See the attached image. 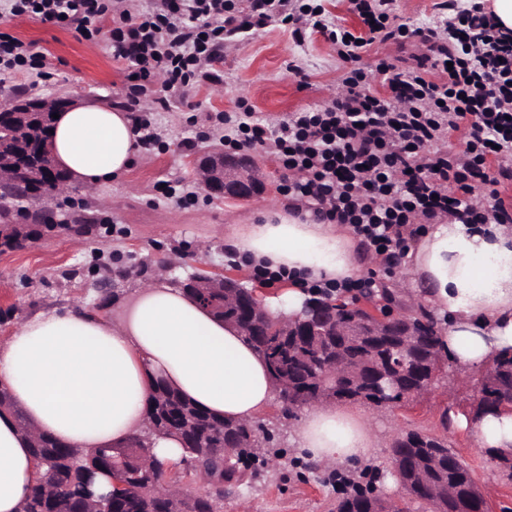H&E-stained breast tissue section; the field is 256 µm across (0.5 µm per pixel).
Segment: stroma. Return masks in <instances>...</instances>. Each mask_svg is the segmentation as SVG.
Wrapping results in <instances>:
<instances>
[{"mask_svg": "<svg viewBox=\"0 0 512 512\" xmlns=\"http://www.w3.org/2000/svg\"><path fill=\"white\" fill-rule=\"evenodd\" d=\"M100 27V33L88 40L27 16L0 21V32L33 44L45 57L50 77L37 89V96L104 100L119 107L127 98L128 82L122 63L113 60L107 48L109 22H101ZM419 50L418 41L410 38L401 44L377 43L363 52L361 65L370 90L379 88L375 70L380 60L401 66ZM297 66L307 74L308 86H301L294 74ZM346 68L333 46L317 33L298 41L287 28L272 23L237 34L224 51L223 84L200 88L189 107L180 96H171L168 110L153 115L162 134L158 148L138 157L121 182L92 194L76 187L51 201L56 219L71 225H97L93 237L53 234L0 255V309L13 311L11 319L0 322V339L28 318L59 307L79 305L111 316L117 305L104 303L96 279L107 272H127L118 287L128 297L139 286L133 269L176 253L187 254L188 259L173 269V276H186L204 265L235 271L246 287L258 286L250 270L234 267L224 246V231L230 224L252 223L258 211L288 206L277 160L261 149L253 150L257 173L268 190L249 201L215 199L200 191L195 161L204 152L229 149L212 134L216 113L235 112L244 105L256 119L278 122L290 113L331 103L343 91ZM187 138L195 139L194 150L183 148ZM161 180L197 187L196 201L179 204L163 198L155 189ZM456 375L455 366H448L427 398L378 412L376 431L382 445L374 449L366 466L390 469L389 445L398 430L444 433L472 469L490 512H512V482L500 475L469 435L441 426L440 416L449 400L471 395L465 385L449 390L448 381ZM263 421L279 436L282 465L259 468L249 484L225 494L223 512H334L340 491L331 473L356 478L362 468L341 464L334 470L307 471L292 443L297 419L271 409Z\"/></svg>", "mask_w": 512, "mask_h": 512, "instance_id": "obj_1", "label": "stroma"}]
</instances>
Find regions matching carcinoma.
I'll list each match as a JSON object with an SVG mask.
<instances>
[{
    "label": "carcinoma",
    "mask_w": 512,
    "mask_h": 512,
    "mask_svg": "<svg viewBox=\"0 0 512 512\" xmlns=\"http://www.w3.org/2000/svg\"><path fill=\"white\" fill-rule=\"evenodd\" d=\"M20 132L24 137L35 136V146L17 149L8 136L0 137V169L6 171L15 160L31 172L48 171L44 183L51 192V181H64L67 174L49 161L42 152L49 146L53 124L50 112H20ZM57 224H0V241L11 249H19L29 241L54 233ZM212 313L228 323L238 324L244 312L233 302H224V289L210 290ZM360 310L336 306V328H350ZM248 340L263 354L268 368L275 369L272 378L280 377L296 384L306 400L316 401L320 385L313 380L314 365L319 360H336L343 364L342 375L336 381V401L358 403L370 410L382 403L401 400L402 393L418 394L427 386L432 351L437 349L438 331L433 318L422 311L415 326V335L402 336L395 327L382 336H290L288 343L275 336L256 334ZM484 404L479 413L497 409V400L512 393V353L493 360L486 369L482 385ZM148 417L155 428L152 436H178L186 455L195 459L205 451L218 450L230 443L240 446L238 459L230 460L224 469V484H241L247 474L243 467L256 461L275 464L272 458L258 459L251 448L243 447L249 439H258V429L244 423L214 415L184 396L180 391L158 379L148 406ZM140 437H134L124 448H99L84 454L61 445L47 435L35 438L33 451L41 452L51 472L53 482L46 487H34L22 512H66L75 501L95 502L102 490L96 476L118 470L128 489L112 499L111 512H213L219 503L211 496L191 497L169 490L177 485L181 475L167 477L166 467L142 447ZM391 463L398 481L408 495L398 512H411L431 502L430 491L448 494L446 512H486V502L478 493L470 467L451 449L446 436L425 434L417 430H402L393 439ZM382 501L371 496L370 485H357L336 501V512H384Z\"/></svg>",
    "instance_id": "1"
}]
</instances>
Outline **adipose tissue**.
Listing matches in <instances>:
<instances>
[{
    "label": "adipose tissue",
    "mask_w": 512,
    "mask_h": 512,
    "mask_svg": "<svg viewBox=\"0 0 512 512\" xmlns=\"http://www.w3.org/2000/svg\"><path fill=\"white\" fill-rule=\"evenodd\" d=\"M131 115L97 103L61 112L50 149L73 185L96 189L120 177L139 153ZM229 252L255 270L287 273V289L264 299L272 314L303 309L309 283L358 277L353 237L341 224L304 222L280 209L260 224H234ZM415 304L445 318L439 350L462 372L512 352V226L427 225L407 254ZM226 419L249 423L276 391L265 359L238 328L173 286L164 272L140 286L112 318L74 306L27 319L0 341V382L15 413L0 414V512H20L45 478L30 450L49 434L90 453L120 448L142 434L156 378ZM480 447L512 454V414L477 421L456 415ZM296 448L333 467L365 461L380 441L371 419L311 404L294 428Z\"/></svg>",
    "instance_id": "ef3b65f1"
}]
</instances>
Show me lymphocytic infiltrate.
Listing matches in <instances>:
<instances>
[{
  "mask_svg": "<svg viewBox=\"0 0 512 512\" xmlns=\"http://www.w3.org/2000/svg\"><path fill=\"white\" fill-rule=\"evenodd\" d=\"M363 24L358 34L329 23L318 0H250L248 20L234 15L232 0H151L147 9L117 8L111 0H0L11 17L35 16L73 29L83 38L109 19V51L126 71L137 144L148 153L161 141L156 124L142 114V98L155 110L169 94L220 84L224 45L244 25H288L294 38L323 35L341 61L359 59L373 44L416 34L422 50L413 66L381 61L383 87L371 93L362 70L347 71L343 94L329 105L294 112L274 124L251 109L218 117L224 139L275 155L289 180L284 190L298 217L349 225L361 246L386 265L401 262L422 224L448 219L460 224H511L499 196L512 181V38L483 6L457 9L436 0V25L408 31L394 24L396 0H351ZM42 53L0 33V77L26 69L31 86L47 77ZM163 74V90L152 89ZM463 133L464 147L452 138ZM490 202L470 200L475 185Z\"/></svg>",
  "mask_w": 512,
  "mask_h": 512,
  "instance_id": "lymphocytic-infiltrate-1",
  "label": "lymphocytic infiltrate"
}]
</instances>
